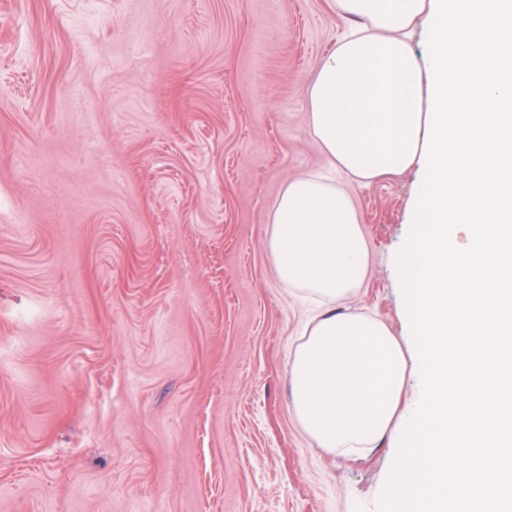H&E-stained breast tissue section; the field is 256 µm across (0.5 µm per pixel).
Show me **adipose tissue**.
Returning a JSON list of instances; mask_svg holds the SVG:
<instances>
[{"mask_svg": "<svg viewBox=\"0 0 512 512\" xmlns=\"http://www.w3.org/2000/svg\"><path fill=\"white\" fill-rule=\"evenodd\" d=\"M326 5L354 24L305 90L330 171L287 179L265 234L280 283L317 306L290 354L294 417L333 454L399 437L397 512H512V0ZM424 15L423 65L408 37ZM412 167L418 229L395 261L412 329L402 342L337 307L369 273L346 183ZM411 368L419 391L404 411Z\"/></svg>", "mask_w": 512, "mask_h": 512, "instance_id": "1", "label": "adipose tissue"}]
</instances>
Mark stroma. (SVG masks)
Returning <instances> with one entry per match:
<instances>
[{"label":"stroma","mask_w":512,"mask_h":512,"mask_svg":"<svg viewBox=\"0 0 512 512\" xmlns=\"http://www.w3.org/2000/svg\"><path fill=\"white\" fill-rule=\"evenodd\" d=\"M325 0H0V512H395L293 418L313 315L265 247L327 166L304 87ZM418 169L352 184L351 308L409 335L397 255Z\"/></svg>","instance_id":"obj_1"}]
</instances>
